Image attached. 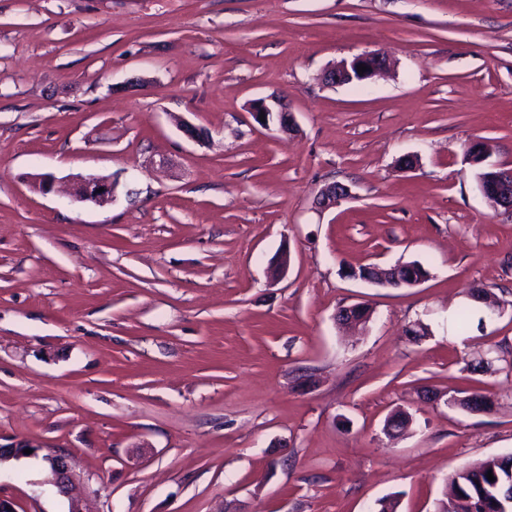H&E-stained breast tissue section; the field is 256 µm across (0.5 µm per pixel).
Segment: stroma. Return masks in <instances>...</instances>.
Masks as SVG:
<instances>
[{"label": "stroma", "instance_id": "stroma-1", "mask_svg": "<svg viewBox=\"0 0 512 512\" xmlns=\"http://www.w3.org/2000/svg\"><path fill=\"white\" fill-rule=\"evenodd\" d=\"M371 52L394 71L321 82ZM271 97L296 134L255 121ZM484 166L512 168V0H0V445L69 453L88 512H436L512 452V375L471 368L512 360ZM88 175L113 202L68 196ZM333 182L351 198L318 208ZM399 262L428 278L350 275ZM473 287L502 313L464 334ZM474 392L490 412L447 403ZM47 478L2 464L0 498L67 512ZM365 267H361L359 270L362 271ZM359 270L351 271L352 277H357L361 280L368 281L370 283L383 285V286H389V284L398 283V284H404L405 287H413L418 284H420L422 281H424V278H421L417 281H413L411 283L404 282L399 279L398 275L396 273H393V269L387 268L382 269L376 266L367 267L363 270V272L360 273Z\"/></svg>", "mask_w": 512, "mask_h": 512}]
</instances>
